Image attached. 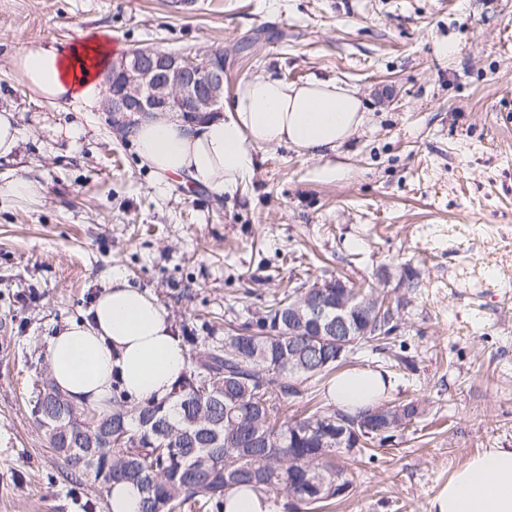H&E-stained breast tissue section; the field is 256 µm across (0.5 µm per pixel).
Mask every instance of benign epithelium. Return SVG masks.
I'll return each instance as SVG.
<instances>
[{
    "mask_svg": "<svg viewBox=\"0 0 512 512\" xmlns=\"http://www.w3.org/2000/svg\"><path fill=\"white\" fill-rule=\"evenodd\" d=\"M224 51L195 56L175 51L132 48L105 75V111L112 129L122 133L132 124L166 112H179L182 119H198L223 111ZM341 282L326 281L304 292L303 310L296 312L313 336L336 337V355H341L356 335L352 312L361 308L354 300L333 302L325 289Z\"/></svg>",
    "mask_w": 512,
    "mask_h": 512,
    "instance_id": "7a95c632",
    "label": "benign epithelium"
}]
</instances>
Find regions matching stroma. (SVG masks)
Masks as SVG:
<instances>
[{
  "instance_id": "35a3bbf8",
  "label": "stroma",
  "mask_w": 512,
  "mask_h": 512,
  "mask_svg": "<svg viewBox=\"0 0 512 512\" xmlns=\"http://www.w3.org/2000/svg\"><path fill=\"white\" fill-rule=\"evenodd\" d=\"M85 34L118 55L224 51L228 97L270 73L335 80L367 120L336 155L261 150L231 196L160 180L103 109L51 113L23 87L21 45ZM4 108L23 141L0 186L30 173L44 192L0 195V512H109L93 479L74 486L33 400L52 334L116 266L191 355L287 286L342 276L405 298L412 367L364 341L348 361L389 371L391 400L423 412L374 458L340 454L353 484L334 512H428L469 458L512 448V0H0ZM74 121L79 137L55 136Z\"/></svg>"
}]
</instances>
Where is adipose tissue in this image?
I'll list each match as a JSON object with an SVG mask.
<instances>
[{
  "instance_id": "ef3b65f1",
  "label": "adipose tissue",
  "mask_w": 512,
  "mask_h": 512,
  "mask_svg": "<svg viewBox=\"0 0 512 512\" xmlns=\"http://www.w3.org/2000/svg\"><path fill=\"white\" fill-rule=\"evenodd\" d=\"M13 63L37 100L80 114L105 99L103 74L112 64V49L96 36L69 44H26ZM365 120L362 101L350 88L258 76L239 82L223 113L189 124L173 112L131 131L141 163L156 174L223 194L253 176L260 149L286 145L321 157L340 148ZM92 311L91 320L69 321L49 341V373L59 391L102 407L117 377L136 403L170 400L188 354L166 309L116 268ZM392 388L386 371L366 366L339 373L328 392L337 407L353 413ZM428 512H512V448L473 456L434 494Z\"/></svg>"
}]
</instances>
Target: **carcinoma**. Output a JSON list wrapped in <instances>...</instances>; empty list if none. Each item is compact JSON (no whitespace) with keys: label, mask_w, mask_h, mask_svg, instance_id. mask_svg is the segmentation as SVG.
Returning a JSON list of instances; mask_svg holds the SVG:
<instances>
[{"label":"carcinoma","mask_w":512,"mask_h":512,"mask_svg":"<svg viewBox=\"0 0 512 512\" xmlns=\"http://www.w3.org/2000/svg\"><path fill=\"white\" fill-rule=\"evenodd\" d=\"M349 297L376 294L378 313H358V340L381 350L393 348L400 330L399 308L375 288L348 286ZM288 294L195 356L168 402L140 406L112 384V406L98 410L112 437L92 436L79 418L84 407L65 399L44 398L41 407L49 441L76 472L97 477L111 472L110 482H127L141 495L140 512H224V496L248 486L273 497L283 512H313L333 504L339 482L350 486L347 470L336 465L348 450L336 440V416L359 417L319 407L288 417V399L304 382L330 376L345 363L308 349L313 337L288 335V306L300 299ZM305 352L303 366L288 370V353ZM421 414L406 403L390 433L406 428Z\"/></svg>","instance_id":"1"}]
</instances>
